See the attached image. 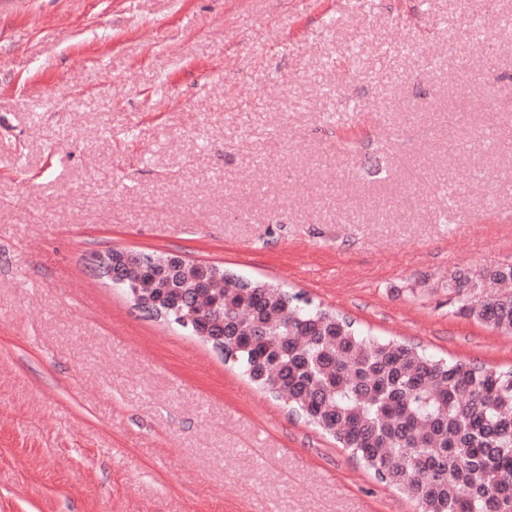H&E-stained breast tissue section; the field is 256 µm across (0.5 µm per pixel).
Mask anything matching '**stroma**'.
<instances>
[{"label":"stroma","mask_w":512,"mask_h":512,"mask_svg":"<svg viewBox=\"0 0 512 512\" xmlns=\"http://www.w3.org/2000/svg\"><path fill=\"white\" fill-rule=\"evenodd\" d=\"M512 0H0V512H416L93 266L264 279L512 367ZM508 283H512V264L456 271L448 276V292L454 294L460 314L512 335V292L495 289Z\"/></svg>","instance_id":"35a3bbf8"}]
</instances>
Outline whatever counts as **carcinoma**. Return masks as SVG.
Returning <instances> with one entry per match:
<instances>
[{"label": "carcinoma", "instance_id": "carcinoma-1", "mask_svg": "<svg viewBox=\"0 0 512 512\" xmlns=\"http://www.w3.org/2000/svg\"><path fill=\"white\" fill-rule=\"evenodd\" d=\"M120 284L332 436L418 512H512V367L367 337L346 317L210 263L139 250ZM512 264L448 275L459 313L512 335Z\"/></svg>", "mask_w": 512, "mask_h": 512}]
</instances>
